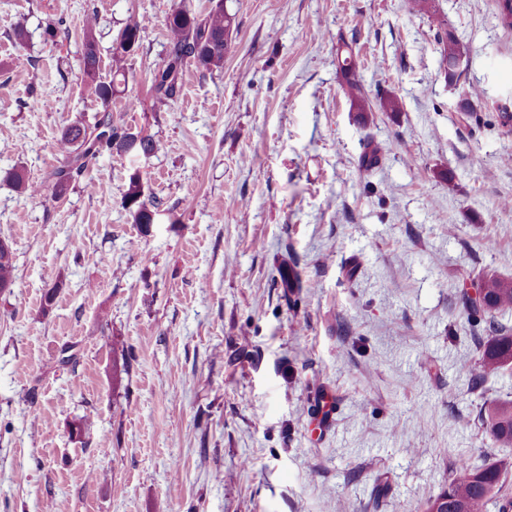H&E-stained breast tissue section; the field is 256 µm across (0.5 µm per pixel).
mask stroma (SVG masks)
<instances>
[{
    "instance_id": "obj_1",
    "label": "stroma",
    "mask_w": 512,
    "mask_h": 512,
    "mask_svg": "<svg viewBox=\"0 0 512 512\" xmlns=\"http://www.w3.org/2000/svg\"><path fill=\"white\" fill-rule=\"evenodd\" d=\"M219 1L237 25L223 69L187 62L157 105L175 0H0V512H422L462 458L508 462L498 512L512 447L478 413L512 402V368L471 389L485 324L460 303L487 271L512 279L497 0L191 4ZM92 13L104 80L117 32L147 18L111 109L160 148L33 198L10 173L44 184L62 128L101 110L80 68ZM443 28L479 91L466 112ZM135 171L164 203L147 230L121 204ZM343 62L344 65H342V69L346 78L348 96L351 104L356 107L359 112H366L365 107L366 105L369 107V105L364 87L356 77L353 65L348 63V57H346Z\"/></svg>"
}]
</instances>
